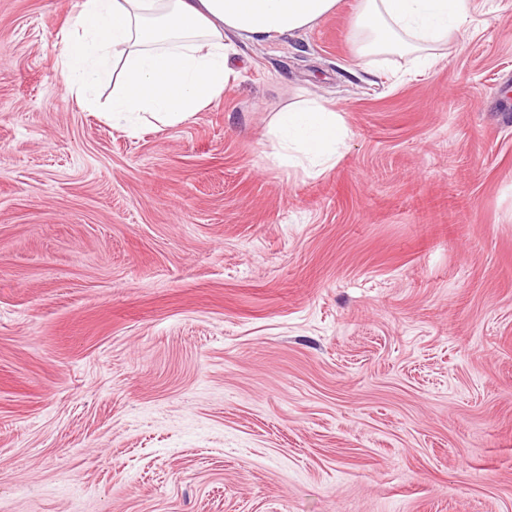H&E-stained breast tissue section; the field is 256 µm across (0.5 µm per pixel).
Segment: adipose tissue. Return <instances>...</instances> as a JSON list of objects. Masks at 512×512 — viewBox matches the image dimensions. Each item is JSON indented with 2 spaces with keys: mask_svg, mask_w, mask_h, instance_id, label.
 Returning <instances> with one entry per match:
<instances>
[{
  "mask_svg": "<svg viewBox=\"0 0 512 512\" xmlns=\"http://www.w3.org/2000/svg\"><path fill=\"white\" fill-rule=\"evenodd\" d=\"M339 0H80L75 27L63 35L65 92L89 112L94 90L113 78L106 118L133 131L189 121L237 77L234 41L264 42L312 27ZM477 0H357L355 54L412 56L431 68L439 47L476 13ZM282 161L333 167L348 130L328 101L305 99L278 113Z\"/></svg>",
  "mask_w": 512,
  "mask_h": 512,
  "instance_id": "1",
  "label": "adipose tissue"
}]
</instances>
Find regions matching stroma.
<instances>
[{"label": "stroma", "instance_id": "stroma-1", "mask_svg": "<svg viewBox=\"0 0 512 512\" xmlns=\"http://www.w3.org/2000/svg\"><path fill=\"white\" fill-rule=\"evenodd\" d=\"M430 70L356 0L180 125L66 95L0 0V512H512V0ZM318 96L334 167L280 163ZM274 135L283 154V163L296 166L310 161L318 173L336 164L337 148L348 136L336 110L326 100L305 99L278 113Z\"/></svg>", "mask_w": 512, "mask_h": 512}]
</instances>
